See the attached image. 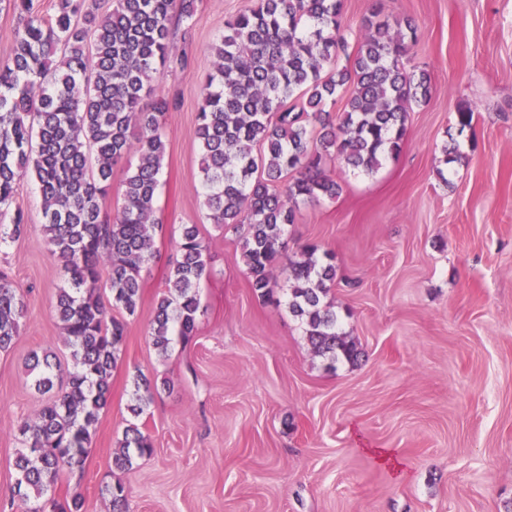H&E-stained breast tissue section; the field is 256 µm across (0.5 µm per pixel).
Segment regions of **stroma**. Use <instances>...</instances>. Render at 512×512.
Wrapping results in <instances>:
<instances>
[{"label": "stroma", "mask_w": 512, "mask_h": 512, "mask_svg": "<svg viewBox=\"0 0 512 512\" xmlns=\"http://www.w3.org/2000/svg\"><path fill=\"white\" fill-rule=\"evenodd\" d=\"M250 0H197L178 26L171 63L154 74L171 106L162 119L156 261L112 374L82 477L87 512H111L104 485L121 482L129 512H505L512 504V0H343L349 50L372 10L409 16L416 41L406 68L431 75L400 153L371 174L322 168L335 198L302 205L285 246L330 255L326 301L363 351L358 365L328 364L288 311L285 283L258 298L241 261L240 233L211 223L196 137L211 44ZM473 112L459 129L456 111ZM458 159L445 163L443 146ZM29 225L0 248V272L23 290L19 341L0 352V512L11 499L17 423L44 399L26 365L31 352L69 364L56 292L68 276L45 241L40 197L24 181L15 201ZM194 224L210 255L199 283L197 332L168 357L150 325L176 256ZM159 389L142 418L153 445L131 468L111 467L127 426L133 378ZM389 448L395 464L371 451Z\"/></svg>", "instance_id": "obj_1"}]
</instances>
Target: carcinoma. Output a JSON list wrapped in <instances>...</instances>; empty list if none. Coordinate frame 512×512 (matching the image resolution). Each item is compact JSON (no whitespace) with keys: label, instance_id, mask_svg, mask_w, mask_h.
I'll list each match as a JSON object with an SVG mask.
<instances>
[{"label":"carcinoma","instance_id":"1","mask_svg":"<svg viewBox=\"0 0 512 512\" xmlns=\"http://www.w3.org/2000/svg\"><path fill=\"white\" fill-rule=\"evenodd\" d=\"M17 16L11 55L0 60V220L25 178L34 181L44 209L47 243L69 274L58 290L56 315L72 369L33 352L35 389L46 403L18 422L22 448L14 459L11 496L29 512H86L80 494L59 497L64 475L83 474L99 416L110 403L112 372L126 341L125 319L140 308L142 271L157 257L155 203L165 154L161 117L170 103L152 96L153 74L169 61L173 17L189 22L196 0H57L43 15L33 0H8ZM412 21L373 11L353 59L336 66L347 40L342 0H255L224 22L211 46L214 72L202 91L196 130L212 223L243 229L242 259L249 286L273 293L276 274L289 283V309L305 326L315 354L355 364L361 351L339 331L324 298L335 266L311 250L284 255L282 238L300 205L339 192L321 168L322 154L366 174L402 149L408 112L427 101L431 78L402 63L415 41ZM345 97L338 120L327 102ZM151 98L150 105L143 104ZM319 129V137L312 136ZM135 153L139 163L122 184L113 217L101 200L112 189V167ZM294 171L297 176L286 180ZM21 210L0 223V246L27 233ZM209 271L207 247L195 224L183 225L178 256L153 316L152 345L162 356L175 340L189 341L201 302L198 284ZM26 305L19 286L0 273V351L20 335ZM155 388L134 380L133 421L112 466L128 469L152 444L135 420ZM112 512H127L125 487L107 485Z\"/></svg>","mask_w":512,"mask_h":512}]
</instances>
